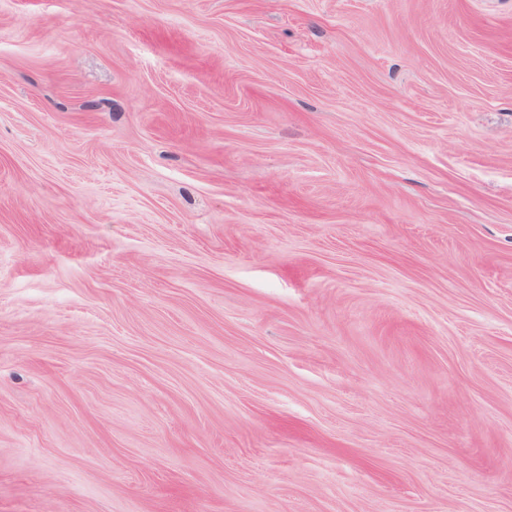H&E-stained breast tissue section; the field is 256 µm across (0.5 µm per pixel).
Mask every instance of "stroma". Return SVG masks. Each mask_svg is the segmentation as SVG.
Returning <instances> with one entry per match:
<instances>
[{
  "mask_svg": "<svg viewBox=\"0 0 512 512\" xmlns=\"http://www.w3.org/2000/svg\"><path fill=\"white\" fill-rule=\"evenodd\" d=\"M0 512H512V0H0Z\"/></svg>",
  "mask_w": 512,
  "mask_h": 512,
  "instance_id": "35a3bbf8",
  "label": "stroma"
}]
</instances>
